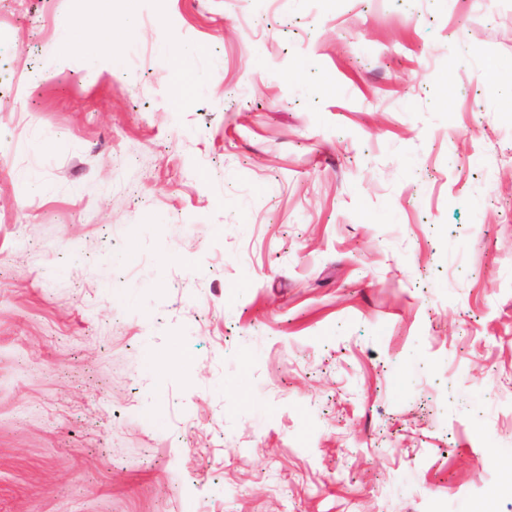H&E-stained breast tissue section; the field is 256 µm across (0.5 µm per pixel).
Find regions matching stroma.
<instances>
[{
	"label": "stroma",
	"mask_w": 512,
	"mask_h": 512,
	"mask_svg": "<svg viewBox=\"0 0 512 512\" xmlns=\"http://www.w3.org/2000/svg\"><path fill=\"white\" fill-rule=\"evenodd\" d=\"M101 9L0 0V512H512V0ZM165 45L174 70L183 79L178 86L179 97L183 98L205 84L207 76L194 68L195 53L192 48L181 44L166 43ZM184 79H187L188 83Z\"/></svg>",
	"instance_id": "35a3bbf8"
}]
</instances>
